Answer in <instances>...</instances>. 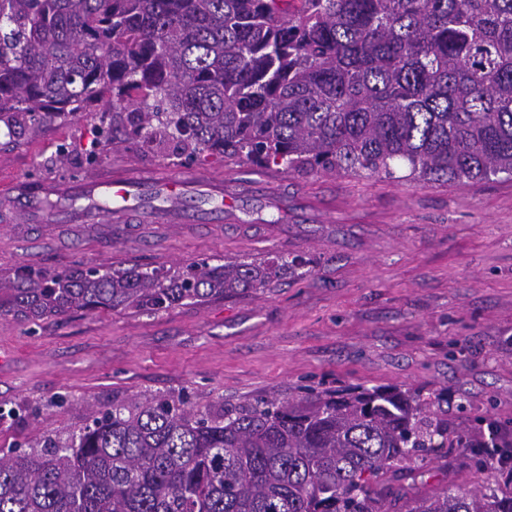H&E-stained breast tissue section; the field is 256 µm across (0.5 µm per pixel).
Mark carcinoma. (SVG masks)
Masks as SVG:
<instances>
[{"label":"carcinoma","mask_w":512,"mask_h":512,"mask_svg":"<svg viewBox=\"0 0 512 512\" xmlns=\"http://www.w3.org/2000/svg\"><path fill=\"white\" fill-rule=\"evenodd\" d=\"M102 102L176 159L511 179L512 0H0L7 136ZM293 266H24L0 280V314L157 313L274 288ZM446 403L383 386L212 412L134 396L77 432L1 448L0 512H383L389 498L393 512H512V477L425 497L379 485L471 447Z\"/></svg>","instance_id":"obj_1"}]
</instances>
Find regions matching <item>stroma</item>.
Wrapping results in <instances>:
<instances>
[{
  "mask_svg": "<svg viewBox=\"0 0 512 512\" xmlns=\"http://www.w3.org/2000/svg\"><path fill=\"white\" fill-rule=\"evenodd\" d=\"M105 112L47 123L0 147V176L152 178L206 173L238 196L211 224H10L0 277L31 265L175 269L231 257L298 261L277 287L148 314L0 316V448L84 426L139 394L199 406L392 386L448 396V424L512 437V179L423 184L364 173L303 176L254 164L172 163L133 139L87 153ZM466 448L420 466V494L468 475Z\"/></svg>",
  "mask_w": 512,
  "mask_h": 512,
  "instance_id": "1",
  "label": "stroma"
}]
</instances>
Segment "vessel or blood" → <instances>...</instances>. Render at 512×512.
Segmentation results:
<instances>
[{
	"instance_id": "obj_1",
	"label": "vessel or blood",
	"mask_w": 512,
	"mask_h": 512,
	"mask_svg": "<svg viewBox=\"0 0 512 512\" xmlns=\"http://www.w3.org/2000/svg\"><path fill=\"white\" fill-rule=\"evenodd\" d=\"M205 189L207 196L233 201L236 190L208 174L176 176L167 180L133 177L109 171L89 176L80 186L13 180L9 189L13 208L5 216L8 224H205L213 210L188 205L191 189Z\"/></svg>"
}]
</instances>
